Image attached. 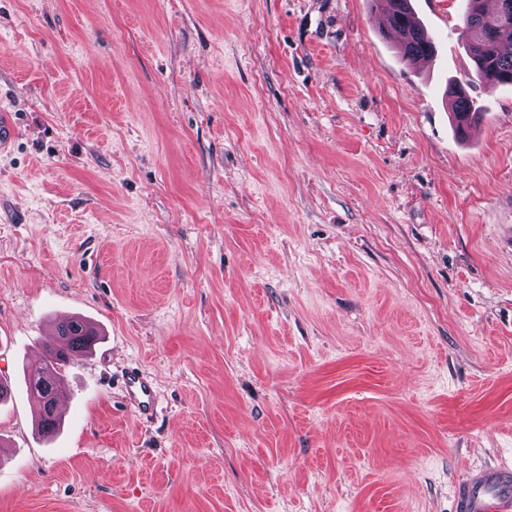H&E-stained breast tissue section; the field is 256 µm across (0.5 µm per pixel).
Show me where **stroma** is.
Listing matches in <instances>:
<instances>
[{
    "label": "stroma",
    "instance_id": "obj_1",
    "mask_svg": "<svg viewBox=\"0 0 512 512\" xmlns=\"http://www.w3.org/2000/svg\"><path fill=\"white\" fill-rule=\"evenodd\" d=\"M411 3L409 65L377 0H0V512H454L512 467V86L458 139V2ZM382 25L399 37L397 49L408 63L427 58L435 52V43L416 18L410 0H386ZM54 332L55 336L53 334L26 365L30 399L37 410V427L46 436L53 434L60 423L56 395L64 373L77 359L87 355L98 340L95 328L81 317H73L68 323H57ZM124 398L127 406L140 418H150L157 412L158 395L150 376L138 369L123 376Z\"/></svg>",
    "mask_w": 512,
    "mask_h": 512
}]
</instances>
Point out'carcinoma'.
Segmentation results:
<instances>
[{
    "label": "carcinoma",
    "instance_id": "cac0c4a2",
    "mask_svg": "<svg viewBox=\"0 0 512 512\" xmlns=\"http://www.w3.org/2000/svg\"><path fill=\"white\" fill-rule=\"evenodd\" d=\"M461 9V34L473 45L470 58L485 86L512 85V47H504L505 41L512 42V0H497L493 12L487 11L485 0H461ZM382 25L399 37L397 49L404 61L413 63L435 52V43L416 18L410 0H386ZM448 93L456 132L463 137L471 125L479 122L482 112L463 83H454ZM97 340L95 328L87 320L74 317L56 324L55 336L28 360L26 379L42 434L49 436L59 426L56 395L64 373L87 355Z\"/></svg>",
    "mask_w": 512,
    "mask_h": 512
}]
</instances>
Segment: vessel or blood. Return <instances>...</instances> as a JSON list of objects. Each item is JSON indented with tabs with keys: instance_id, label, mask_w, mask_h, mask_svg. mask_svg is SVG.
Listing matches in <instances>:
<instances>
[{
	"instance_id": "vessel-or-blood-1",
	"label": "vessel or blood",
	"mask_w": 512,
	"mask_h": 512,
	"mask_svg": "<svg viewBox=\"0 0 512 512\" xmlns=\"http://www.w3.org/2000/svg\"><path fill=\"white\" fill-rule=\"evenodd\" d=\"M127 406L141 418L152 417L158 407L156 387L150 376L138 369L123 376ZM455 512H512V468L479 470L459 484L454 492Z\"/></svg>"
}]
</instances>
